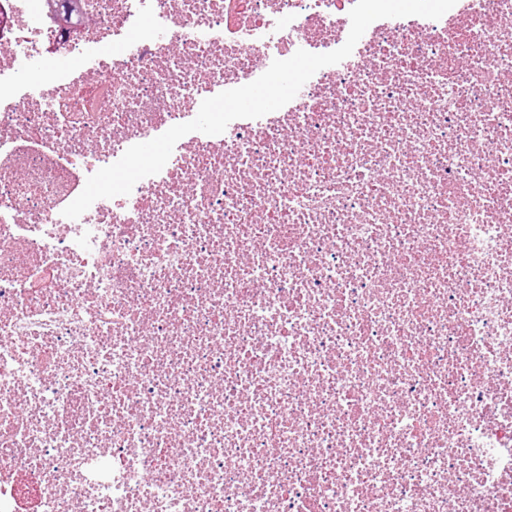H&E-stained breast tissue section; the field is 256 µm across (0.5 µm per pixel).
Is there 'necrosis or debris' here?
<instances>
[{"label":"necrosis or debris","instance_id":"necrosis-or-debris-1","mask_svg":"<svg viewBox=\"0 0 512 512\" xmlns=\"http://www.w3.org/2000/svg\"><path fill=\"white\" fill-rule=\"evenodd\" d=\"M355 2L80 0L65 34L0 0V512H512V0L377 20L62 214Z\"/></svg>","mask_w":512,"mask_h":512}]
</instances>
